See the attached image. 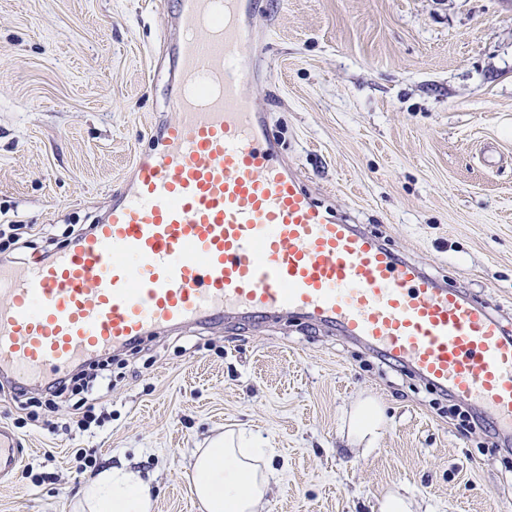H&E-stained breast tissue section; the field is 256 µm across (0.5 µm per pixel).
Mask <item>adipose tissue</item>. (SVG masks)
Instances as JSON below:
<instances>
[{
	"label": "adipose tissue",
	"mask_w": 512,
	"mask_h": 512,
	"mask_svg": "<svg viewBox=\"0 0 512 512\" xmlns=\"http://www.w3.org/2000/svg\"><path fill=\"white\" fill-rule=\"evenodd\" d=\"M265 450L252 438L220 435L196 449L193 492L206 512H264L275 473L263 467ZM150 484L130 468L92 473L80 491L78 512H151Z\"/></svg>",
	"instance_id": "adipose-tissue-1"
}]
</instances>
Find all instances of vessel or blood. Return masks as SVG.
<instances>
[{
	"label": "vessel or blood",
	"instance_id": "1",
	"mask_svg": "<svg viewBox=\"0 0 512 512\" xmlns=\"http://www.w3.org/2000/svg\"><path fill=\"white\" fill-rule=\"evenodd\" d=\"M177 4L175 120L155 123L100 223L48 260L0 265V378L43 386L154 331L287 314L402 366L512 440V329L316 201L246 91L255 0ZM21 458L1 425V482Z\"/></svg>",
	"mask_w": 512,
	"mask_h": 512
}]
</instances>
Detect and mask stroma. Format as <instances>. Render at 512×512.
Masks as SVG:
<instances>
[{"label": "stroma", "instance_id": "obj_1", "mask_svg": "<svg viewBox=\"0 0 512 512\" xmlns=\"http://www.w3.org/2000/svg\"><path fill=\"white\" fill-rule=\"evenodd\" d=\"M254 36L284 150L334 214L486 301L512 324V0H260ZM176 0H0V225L30 227L14 264L96 223L169 92ZM383 412L354 439L363 401ZM104 427L62 400L26 424L0 512H74L92 469L136 464L153 512H198L192 453L227 430L272 449L265 512H503L512 451L462 424L463 403L323 328L281 317L164 331L113 354ZM381 428V414L371 401H364L354 411L352 433L359 442H367V447L377 439Z\"/></svg>", "mask_w": 512, "mask_h": 512}]
</instances>
